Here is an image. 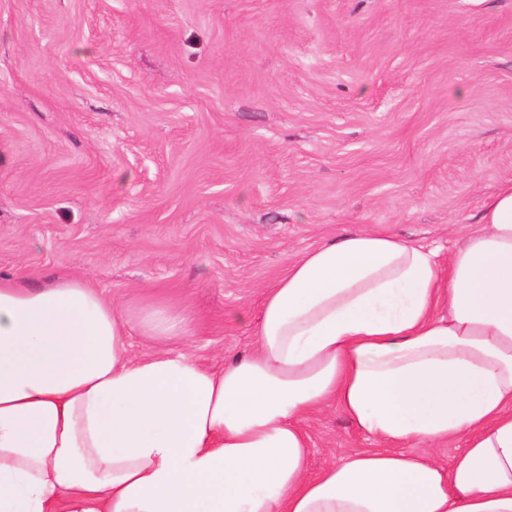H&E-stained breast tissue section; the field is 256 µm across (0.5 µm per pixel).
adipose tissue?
<instances>
[{
	"mask_svg": "<svg viewBox=\"0 0 512 512\" xmlns=\"http://www.w3.org/2000/svg\"><path fill=\"white\" fill-rule=\"evenodd\" d=\"M448 257L386 229L289 263L218 370L135 359L78 278L0 277V512H512V184ZM379 448L318 474L305 421ZM450 467L403 452L458 438Z\"/></svg>",
	"mask_w": 512,
	"mask_h": 512,
	"instance_id": "ef3b65f1",
	"label": "adipose tissue"
}]
</instances>
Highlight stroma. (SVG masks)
Returning a JSON list of instances; mask_svg holds the SVG:
<instances>
[{"label": "stroma", "instance_id": "1", "mask_svg": "<svg viewBox=\"0 0 512 512\" xmlns=\"http://www.w3.org/2000/svg\"><path fill=\"white\" fill-rule=\"evenodd\" d=\"M512 183V0H0V276L184 317L247 353L266 288L382 226L449 251ZM311 473L375 447L339 409Z\"/></svg>", "mask_w": 512, "mask_h": 512}]
</instances>
